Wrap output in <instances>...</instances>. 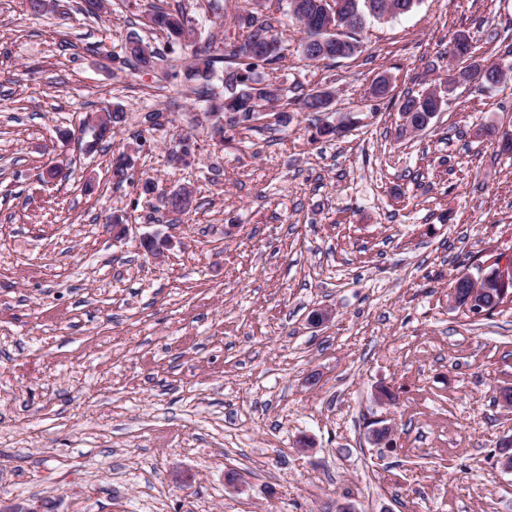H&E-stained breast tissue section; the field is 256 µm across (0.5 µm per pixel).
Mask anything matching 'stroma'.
<instances>
[{
    "instance_id": "stroma-1",
    "label": "stroma",
    "mask_w": 512,
    "mask_h": 512,
    "mask_svg": "<svg viewBox=\"0 0 512 512\" xmlns=\"http://www.w3.org/2000/svg\"><path fill=\"white\" fill-rule=\"evenodd\" d=\"M160 0H83L31 12L0 0V500L54 512H512V301L476 317L449 282L512 258V154L484 126L512 130V77L450 93L425 132H403L405 94L437 87L454 34L475 57L512 50V0H418L370 21L363 50L309 61L285 13L288 126L217 144L173 71L112 56ZM182 5L202 45L236 41L244 0ZM389 75L390 97L371 93ZM332 88L334 114L361 125L315 138L295 98ZM127 114L111 143L67 152L45 179L55 130L89 112ZM158 113L147 126L148 113ZM144 133L136 169L160 193L188 186L196 208L167 223L136 186H115L112 152ZM192 133L189 165L168 149ZM126 217L128 236L113 216ZM168 240L163 255L142 235ZM331 318L316 326L310 315ZM394 399L375 401L378 388ZM393 444L372 445L376 423ZM239 486L227 489V474Z\"/></svg>"
}]
</instances>
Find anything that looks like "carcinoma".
Listing matches in <instances>:
<instances>
[{"label":"carcinoma","mask_w":512,"mask_h":512,"mask_svg":"<svg viewBox=\"0 0 512 512\" xmlns=\"http://www.w3.org/2000/svg\"><path fill=\"white\" fill-rule=\"evenodd\" d=\"M292 0H263V11L244 8L235 16L238 29L237 43L221 55L207 50L197 51L192 55L191 62L183 69L184 82L193 85L192 91L198 99L207 104L209 112H236L240 119L229 124L236 129L247 126L251 115L263 110L276 99L274 91L264 84L262 76L268 77L285 67L288 63V42L285 41L272 25L274 11L281 10L283 2ZM308 5V13L301 15L288 10L289 15L299 27L300 47L302 54L309 60H336V45H328L326 51L315 53L310 49V41L314 38H330V29L336 26V18L322 13L318 6L320 0H304ZM340 15L346 19L345 39L343 46L351 58L361 52V32L366 20L370 17L381 20L410 12L417 0H339ZM153 27L167 32V46L176 44H191L198 37V29L193 20L183 9L169 10L158 7L151 11ZM137 45L125 43L119 55L112 56V61L125 67L132 65L141 68L145 62V53H150L153 61L164 57L159 49L144 42L140 37H133ZM449 57L454 61L467 60L472 54V44L469 35L460 32L453 36L450 42ZM219 79L223 85V93L214 92L213 80ZM334 93L329 89L315 90L299 100V106L306 112L323 113L330 109ZM109 113L111 129L89 140V149H94L102 141H111L112 134L125 123L126 115L119 106L105 107ZM435 111V98L429 92L417 96H407L399 107L404 118L403 129L413 131L419 125V120L428 112ZM125 153L120 152L112 161V183L121 186L134 180V166L124 162Z\"/></svg>","instance_id":"obj_1"}]
</instances>
